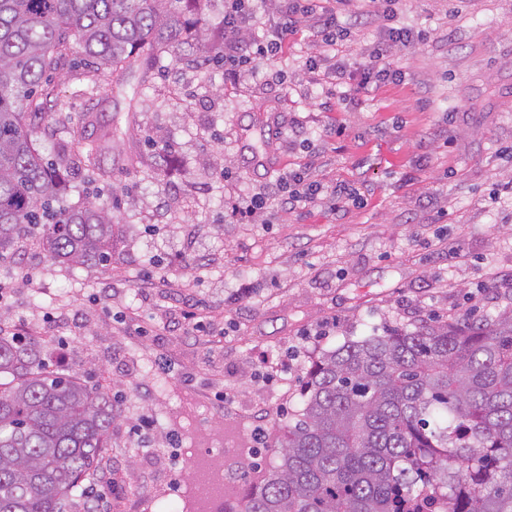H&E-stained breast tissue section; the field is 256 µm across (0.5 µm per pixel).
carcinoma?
Returning <instances> with one entry per match:
<instances>
[{
    "instance_id": "1",
    "label": "carcinoma",
    "mask_w": 512,
    "mask_h": 512,
    "mask_svg": "<svg viewBox=\"0 0 512 512\" xmlns=\"http://www.w3.org/2000/svg\"><path fill=\"white\" fill-rule=\"evenodd\" d=\"M206 0H0V252L25 238L69 267L112 258L111 212L63 204L66 155L36 147L49 75L81 54L125 98L130 57L147 62L206 24ZM94 164L120 126L83 140ZM37 343L0 336V512H66L109 447L112 401L34 367ZM303 407L280 430L279 462L224 512H512V309L348 341L308 375Z\"/></svg>"
}]
</instances>
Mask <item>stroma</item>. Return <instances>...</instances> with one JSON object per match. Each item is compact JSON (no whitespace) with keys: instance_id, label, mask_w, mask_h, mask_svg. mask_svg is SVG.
Segmentation results:
<instances>
[{"instance_id":"obj_1","label":"stroma","mask_w":512,"mask_h":512,"mask_svg":"<svg viewBox=\"0 0 512 512\" xmlns=\"http://www.w3.org/2000/svg\"><path fill=\"white\" fill-rule=\"evenodd\" d=\"M340 27L330 48L302 23L230 78L186 50L133 60V109L78 58L49 85L72 119L125 128L95 168L55 121L41 135L119 233L108 265L74 269L18 241L0 329L36 325L43 362L111 398L100 512H196L193 449L240 499L278 463L274 435L323 352L512 307V0H402L392 17L364 0ZM392 27L424 34L386 46L403 80L357 91ZM311 58L342 62L343 79L326 84ZM298 169L325 192L280 209L271 196ZM257 427L262 443H244Z\"/></svg>"}]
</instances>
